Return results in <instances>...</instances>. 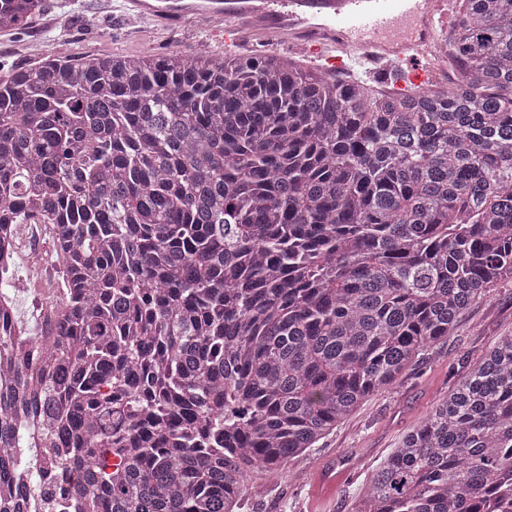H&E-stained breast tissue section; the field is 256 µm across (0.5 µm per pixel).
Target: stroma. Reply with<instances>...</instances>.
I'll return each mask as SVG.
<instances>
[{"instance_id": "35a3bbf8", "label": "stroma", "mask_w": 512, "mask_h": 512, "mask_svg": "<svg viewBox=\"0 0 512 512\" xmlns=\"http://www.w3.org/2000/svg\"><path fill=\"white\" fill-rule=\"evenodd\" d=\"M25 35L0 34V62L36 60L37 49L67 44L70 54H200L234 58L219 24L187 17L175 26L126 13L123 0H45ZM512 333V281L460 316L448 340L422 356L396 383L371 395L315 448L278 473L251 474L242 487V512H350L371 472L404 435L442 400L463 366L476 362L500 336Z\"/></svg>"}]
</instances>
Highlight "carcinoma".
Returning a JSON list of instances; mask_svg holds the SVG:
<instances>
[{"label":"carcinoma","mask_w":512,"mask_h":512,"mask_svg":"<svg viewBox=\"0 0 512 512\" xmlns=\"http://www.w3.org/2000/svg\"><path fill=\"white\" fill-rule=\"evenodd\" d=\"M443 56L402 94L276 54L0 77V512H237L512 280V0H458ZM23 224L62 283L34 328ZM352 512H512V333Z\"/></svg>","instance_id":"1"}]
</instances>
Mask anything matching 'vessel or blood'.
Listing matches in <instances>:
<instances>
[{"label":"vessel or blood","instance_id":"vessel-or-blood-1","mask_svg":"<svg viewBox=\"0 0 512 512\" xmlns=\"http://www.w3.org/2000/svg\"><path fill=\"white\" fill-rule=\"evenodd\" d=\"M130 12L173 23L187 14L223 19L224 40L300 50L329 69L429 86L436 30L449 0H126Z\"/></svg>","mask_w":512,"mask_h":512}]
</instances>
